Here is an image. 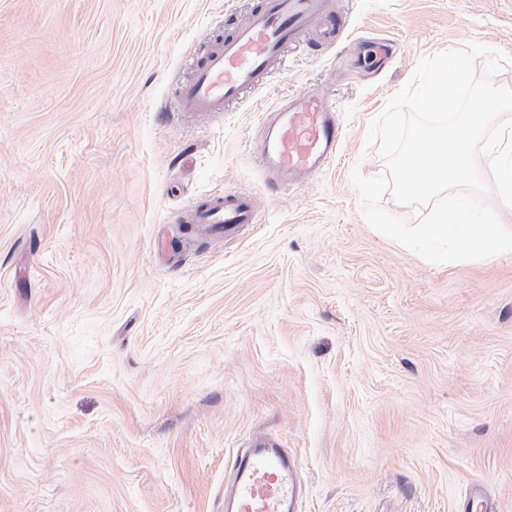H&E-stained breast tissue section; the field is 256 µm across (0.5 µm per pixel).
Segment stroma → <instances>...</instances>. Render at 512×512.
I'll list each match as a JSON object with an SVG mask.
<instances>
[{"mask_svg":"<svg viewBox=\"0 0 512 512\" xmlns=\"http://www.w3.org/2000/svg\"><path fill=\"white\" fill-rule=\"evenodd\" d=\"M229 112L173 92L253 0H0V512H224L251 435L294 455L300 512H512V252L434 264L375 231L353 170L436 53L512 56V0H335ZM363 37L393 41L354 63ZM320 88L346 138L301 188L250 159L259 112ZM259 221H175L215 191ZM164 236L169 260L159 263ZM499 512L496 501L486 495L482 487L474 485L465 499L456 505L457 512Z\"/></svg>","mask_w":512,"mask_h":512,"instance_id":"stroma-1","label":"stroma"}]
</instances>
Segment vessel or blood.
<instances>
[{"instance_id":"vessel-or-blood-1","label":"vessel or blood","mask_w":512,"mask_h":512,"mask_svg":"<svg viewBox=\"0 0 512 512\" xmlns=\"http://www.w3.org/2000/svg\"><path fill=\"white\" fill-rule=\"evenodd\" d=\"M346 27L327 0H257L248 20L216 38L195 62L190 78L178 85V109L199 117L223 114L247 92L268 84L288 45L307 41L324 49ZM258 129L251 159L266 185L278 189L303 186L323 173L345 138L334 103L319 89L282 96L259 113ZM258 218L254 194L224 191L188 207L180 221L230 237ZM302 495L287 451L258 439L235 458L224 512H298ZM456 510L499 512L496 501L477 485Z\"/></svg>"}]
</instances>
